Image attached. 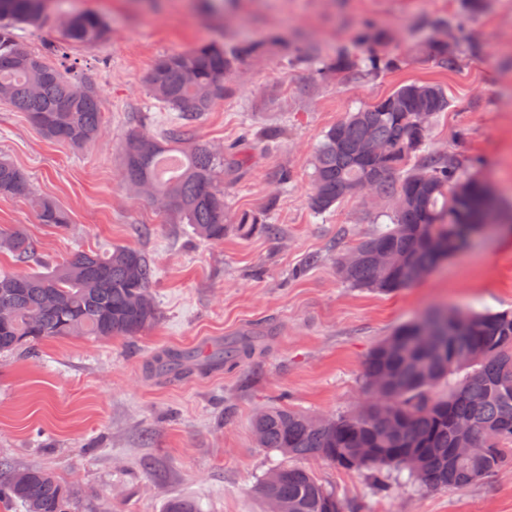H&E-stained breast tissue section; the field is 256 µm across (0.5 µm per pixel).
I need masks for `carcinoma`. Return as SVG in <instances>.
Returning <instances> with one entry per match:
<instances>
[{
  "mask_svg": "<svg viewBox=\"0 0 512 512\" xmlns=\"http://www.w3.org/2000/svg\"><path fill=\"white\" fill-rule=\"evenodd\" d=\"M51 0H0V98L22 112L42 136L74 148L104 138V106L87 79H70L47 56L29 50L20 31L39 25ZM109 29L96 14L73 15L62 33L70 45L105 40ZM251 47L227 49L217 41L159 57L146 77L153 97L175 121L160 133L130 128L121 147L124 180L163 205L173 224H188L199 238L224 242L231 230L243 235L256 227L244 213L227 223L224 173L240 160L215 152L196 138L191 124L227 92L226 77ZM425 54L440 67L454 69L456 47L439 40ZM398 66L387 53L360 58L340 52L326 70L338 74H378ZM448 94L437 84L410 82L350 112L324 134L313 161L310 208L330 211L359 195L367 181L377 195L406 206L392 207L390 224L361 240L336 261L348 284L392 294L419 281L450 254L461 251L474 227L496 213V202L476 176L464 177L456 157L430 149L431 129L418 127L420 113L434 121L448 111ZM0 197L25 200L40 223L59 231L70 225L68 212L49 194L37 195L30 177L0 160ZM0 250L26 263L37 243L22 225L0 233ZM393 257L385 268L371 256ZM154 269L147 255L115 246L102 253L76 250L40 272L0 274V354L33 350L41 342L69 336L96 339L136 336L153 324L159 310L152 296ZM423 327L439 336L429 348L419 341ZM252 337L224 344V351L171 349L158 354L150 371L184 378L249 357ZM391 377L380 401L360 414L326 419L290 406L267 407L252 419L261 448L295 461L270 470L256 495L281 502L284 512H343L336 493L303 465L322 460L347 471H368L376 492L385 469L430 489L464 488L498 471L512 458V310L484 313L438 312L402 325L370 352L364 384L378 372ZM455 382L445 393L438 387ZM472 427L474 453L456 462V423ZM78 491L52 473L35 467L0 465V500L24 512H73Z\"/></svg>",
  "mask_w": 512,
  "mask_h": 512,
  "instance_id": "carcinoma-1",
  "label": "carcinoma"
}]
</instances>
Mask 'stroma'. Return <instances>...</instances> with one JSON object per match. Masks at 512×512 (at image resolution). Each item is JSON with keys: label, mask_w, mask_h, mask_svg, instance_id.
Here are the masks:
<instances>
[{"label": "stroma", "mask_w": 512, "mask_h": 512, "mask_svg": "<svg viewBox=\"0 0 512 512\" xmlns=\"http://www.w3.org/2000/svg\"><path fill=\"white\" fill-rule=\"evenodd\" d=\"M80 10L102 15L109 38L59 46L53 61L94 81L106 136L81 149L51 141L0 101V159L71 216L60 232L40 224L28 203L0 197V231L23 225L40 265L77 248L144 251L156 269L159 318L137 336H74L43 342L35 356L0 354V460L45 468L75 485V512H163L175 497L197 501L201 512H265L254 488L289 460L257 446L251 420L259 410L350 411L367 396L370 351L401 325L434 308L512 307V236L500 228L411 287L381 294L346 283L336 259L385 224L386 203L360 196L318 214L308 200L324 133L399 85L425 81L450 101L432 148L489 182L501 225L512 222V0H484L473 12L464 0H62L23 31L26 47L41 53L58 45ZM448 17L455 26L436 28ZM363 29L385 33L398 67L375 76L322 74L323 59L367 53L355 41ZM443 33L459 44L453 70L418 51ZM214 39L261 51L239 59L229 92L194 133L244 159L224 177L229 217L247 212L277 227L231 233L217 245L189 225L168 223L120 175L125 133L159 131L173 120L147 90L153 62ZM257 330L268 337L241 363L190 379L148 371L164 350L207 348ZM308 466L345 512H512V460L457 490L388 471L393 491L383 498L368 472L318 460Z\"/></svg>", "instance_id": "obj_1"}]
</instances>
